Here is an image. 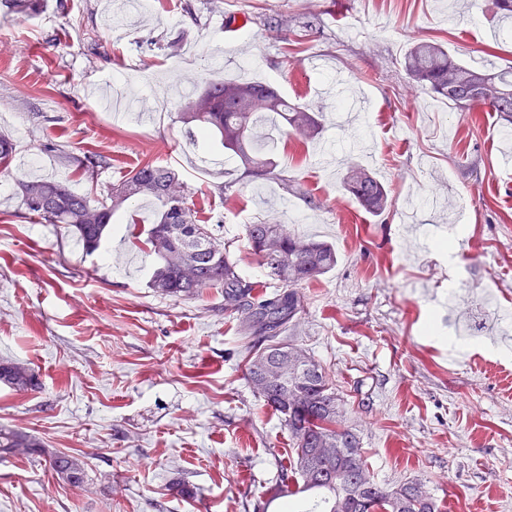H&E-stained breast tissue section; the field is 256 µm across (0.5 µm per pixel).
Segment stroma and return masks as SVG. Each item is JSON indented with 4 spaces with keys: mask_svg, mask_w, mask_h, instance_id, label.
<instances>
[{
    "mask_svg": "<svg viewBox=\"0 0 512 512\" xmlns=\"http://www.w3.org/2000/svg\"><path fill=\"white\" fill-rule=\"evenodd\" d=\"M123 3L47 0L34 16L0 5V134L15 144L0 171V360L39 382L0 384V426L87 469L74 487L45 460L0 457V512L286 508L272 493L293 444L246 379L249 338L223 289L171 298L149 286L152 205L137 202L138 228L109 226L89 254L60 225L31 220L19 195V181L56 177L97 196L146 160L179 171L251 281L276 286L246 225L277 222L335 247V268L304 288L282 338L338 389L342 426L379 483L423 481L443 512H512V326L500 320L512 312V173L500 166L512 139L487 107L458 111L402 67L418 36L471 65H512V34L489 0H148L116 39ZM228 15L248 20L231 61L219 46ZM216 77L267 82L324 114L304 143L263 117L258 148L282 180L243 179L218 137L188 134L180 104ZM325 146L329 166L317 161ZM87 150L107 160L93 182L68 159ZM353 161L388 185L384 214L344 195ZM228 182L227 199L217 187ZM450 235L452 249L437 248Z\"/></svg>",
    "mask_w": 512,
    "mask_h": 512,
    "instance_id": "35a3bbf8",
    "label": "stroma"
}]
</instances>
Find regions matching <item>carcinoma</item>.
I'll list each match as a JSON object with an SVG mask.
<instances>
[{"label": "carcinoma", "instance_id": "1", "mask_svg": "<svg viewBox=\"0 0 512 512\" xmlns=\"http://www.w3.org/2000/svg\"><path fill=\"white\" fill-rule=\"evenodd\" d=\"M408 82L452 103L462 112L485 106L512 125V66L478 68L454 58L442 44L412 43L403 57ZM265 112L279 115L297 138L318 134L316 115L268 85L236 80H210L187 98L180 119L202 133L220 136L224 149L235 156L248 177H280L268 155L255 147L254 129ZM76 170L94 181L105 159L95 153L72 158ZM346 194L371 215L391 206L388 187L368 169L352 165L342 179ZM28 214L49 224H62L80 237L86 249L99 248L105 231L119 216L128 224L138 220L131 206L149 198L156 205L148 229V253L155 256L150 286L169 297H193L204 288L224 289V312L242 315V328L256 338L248 347L247 380L266 405L279 413L288 428L295 456L281 474L272 499L298 497L311 512H440L437 500L421 482L397 488L379 484L370 472L357 433L336 428L343 400L323 368L303 350L279 340L282 330L302 310L303 288L336 266V250L322 241L289 232L276 223L248 224L245 236L252 254L267 275L278 282L271 296L261 285L237 271L224 240L196 219L189 205L191 190L172 168L144 162L111 186L106 196L93 199L55 180L19 184ZM288 354V376L273 390L262 389L253 361L266 355L275 362ZM0 382L17 391L35 390L39 383L26 366L0 362ZM336 449V459L321 467L319 449ZM0 454L45 458L52 472L74 486L85 481V463L78 457L50 451L32 436L0 428Z\"/></svg>", "mask_w": 512, "mask_h": 512}]
</instances>
